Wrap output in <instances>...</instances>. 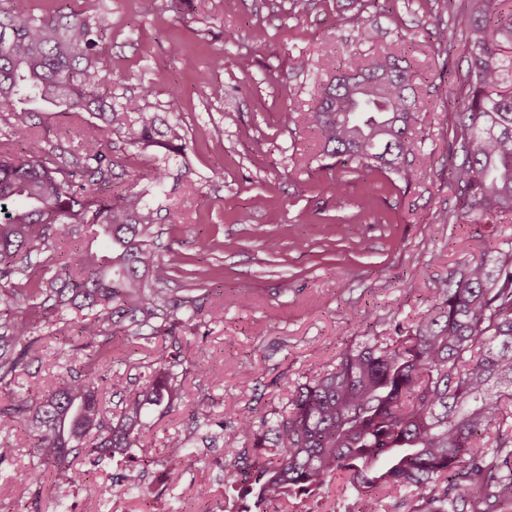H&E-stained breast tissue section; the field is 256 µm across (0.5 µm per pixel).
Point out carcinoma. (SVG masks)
Masks as SVG:
<instances>
[{"mask_svg":"<svg viewBox=\"0 0 512 512\" xmlns=\"http://www.w3.org/2000/svg\"><path fill=\"white\" fill-rule=\"evenodd\" d=\"M448 21L464 36L468 91L455 111L453 184L473 223L512 212V9L501 0H444ZM103 20L68 7L37 14L30 0L0 3V117L10 140L0 143V306L13 311L0 323V384L11 385L39 350L34 335L42 312L81 314L77 350L86 369L68 366L35 396L15 394L0 405V428L22 427L38 455L68 482L73 458L101 460L131 450L150 408H172L180 390V328H195L199 309L162 288L186 257L157 250L162 207L146 201L163 192L172 173L166 157L148 187L112 194L116 161L110 142L92 138L75 155L36 138L37 112L122 120L106 92ZM424 77L406 57L353 61L320 84L304 113L322 142L325 189L336 193L337 165L361 172L408 176L421 154L411 130L417 85ZM136 148H185L181 128L159 132L152 112L124 123ZM84 224L102 235L96 253L73 252L57 266L61 226ZM438 310L392 336L350 343L336 363L296 383L284 407L230 426L206 411L195 429L167 442L165 464L180 469L185 450L202 442L224 444V491L237 494L235 512H264L272 503L315 512L319 492L336 479L354 496L357 512L405 491L409 512H512V250L495 268L481 258L463 264L436 290ZM127 339L166 343L153 349L149 373L119 414L100 405L96 363L112 353V326ZM220 433L211 432V427ZM95 434L92 448L83 446Z\"/></svg>","mask_w":512,"mask_h":512,"instance_id":"1","label":"carcinoma"}]
</instances>
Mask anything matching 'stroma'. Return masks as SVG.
Masks as SVG:
<instances>
[{
	"instance_id": "obj_1",
	"label": "stroma",
	"mask_w": 512,
	"mask_h": 512,
	"mask_svg": "<svg viewBox=\"0 0 512 512\" xmlns=\"http://www.w3.org/2000/svg\"><path fill=\"white\" fill-rule=\"evenodd\" d=\"M71 9L106 19V78L126 120L141 109L178 121L189 144L187 156L168 155L173 174L192 170V187L169 184L159 247L173 246L192 262L174 271L170 293L201 297L197 330L179 331L188 373L182 396L167 412L147 411L139 445L149 457L145 486L162 472L169 435L192 426L198 410L213 422L234 415L263 416L284 406L302 375L330 369L347 344L369 333L388 335L394 323L413 322L433 306L436 288L463 263L512 246V213L486 224L471 223L448 182L453 115L449 99L463 101L467 62L459 31L448 29L442 0H310L305 12L292 0H169L144 7L141 0H72ZM447 28L453 51L447 76L420 88L412 127L421 153L431 162L408 179L388 184L378 174L346 171L339 197L325 192L318 137L300 125H283L314 103L320 82L349 57L368 61L380 53L408 57L423 75H434ZM181 44L193 56L184 68L171 53ZM223 55V67L212 63ZM309 62L295 68L297 59ZM223 96L212 94L213 87ZM37 134L77 150L98 120L91 113L65 117L38 113ZM112 156L121 166L116 190L146 185L155 150L127 144L113 133ZM222 168H215V160ZM278 240L269 252L264 240ZM222 310L221 318L209 315ZM46 351L31 361L11 391L49 387L65 366L81 368L75 322L51 318L37 329ZM112 357L100 362L104 405L116 411L142 382L152 348L126 341L124 326L112 329ZM12 450L0 462V512H105L103 487L122 494L127 512H141L136 492L120 481L128 461L117 456L92 465L79 456L84 481L60 487L53 467L43 464L26 430H0ZM222 445L191 446L176 473L165 475L164 493L153 512H213L194 489L223 478ZM41 478L25 498L16 486L31 472Z\"/></svg>"
}]
</instances>
